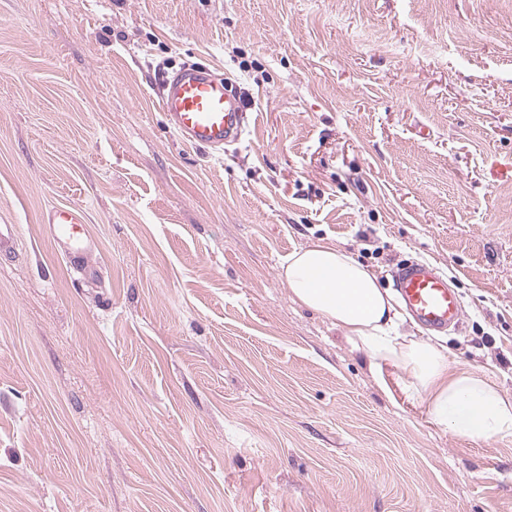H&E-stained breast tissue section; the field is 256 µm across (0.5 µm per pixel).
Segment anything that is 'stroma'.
Returning <instances> with one entry per match:
<instances>
[{"mask_svg":"<svg viewBox=\"0 0 512 512\" xmlns=\"http://www.w3.org/2000/svg\"><path fill=\"white\" fill-rule=\"evenodd\" d=\"M186 64L244 98L223 155L159 109ZM0 224V512H512V437L431 424L280 273L435 265L512 397V0H0ZM46 217L53 242L70 266L88 274L84 260L95 249V243L83 231L82 216L70 206H53Z\"/></svg>","mask_w":512,"mask_h":512,"instance_id":"1","label":"stroma"}]
</instances>
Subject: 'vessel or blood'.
<instances>
[{"label":"vessel or blood","instance_id":"obj_1","mask_svg":"<svg viewBox=\"0 0 512 512\" xmlns=\"http://www.w3.org/2000/svg\"><path fill=\"white\" fill-rule=\"evenodd\" d=\"M158 98L175 135L185 144L216 152L241 141L247 130L246 108L223 76L208 68L187 66L165 76ZM54 244L73 269L83 270L95 243L83 231L84 220L72 207L55 206L46 214ZM401 304L424 329L447 332L463 318L459 295L435 266L410 262L393 272Z\"/></svg>","mask_w":512,"mask_h":512}]
</instances>
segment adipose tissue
<instances>
[{
    "label": "adipose tissue",
    "mask_w": 512,
    "mask_h": 512,
    "mask_svg": "<svg viewBox=\"0 0 512 512\" xmlns=\"http://www.w3.org/2000/svg\"><path fill=\"white\" fill-rule=\"evenodd\" d=\"M281 275L293 302L340 328L373 369H399L434 425L474 444L512 437V397L482 371L456 364L442 342L402 333L395 297L351 254L314 243L290 254Z\"/></svg>",
    "instance_id": "obj_1"
}]
</instances>
